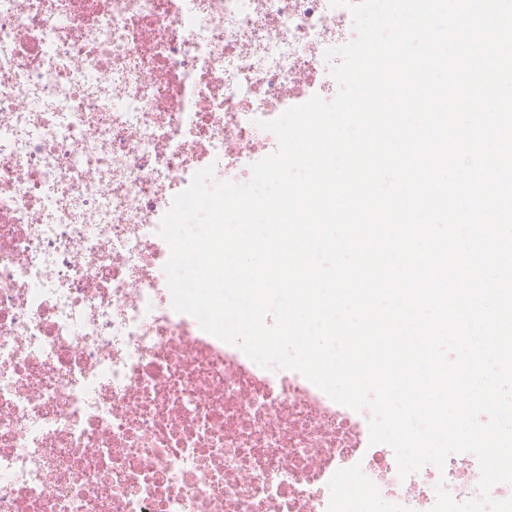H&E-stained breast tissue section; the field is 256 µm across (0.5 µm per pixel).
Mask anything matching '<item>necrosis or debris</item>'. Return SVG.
Here are the masks:
<instances>
[{
    "mask_svg": "<svg viewBox=\"0 0 512 512\" xmlns=\"http://www.w3.org/2000/svg\"><path fill=\"white\" fill-rule=\"evenodd\" d=\"M356 36L330 0H0V512H430L469 455L399 477L303 375L175 311L158 230ZM352 471L361 497L332 475Z\"/></svg>",
    "mask_w": 512,
    "mask_h": 512,
    "instance_id": "4bbe7bcc",
    "label": "necrosis or debris"
}]
</instances>
